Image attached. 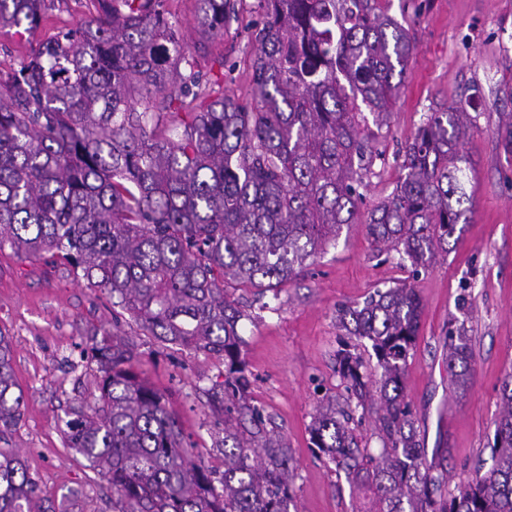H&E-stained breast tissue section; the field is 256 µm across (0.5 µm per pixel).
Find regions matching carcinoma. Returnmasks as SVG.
<instances>
[{"mask_svg":"<svg viewBox=\"0 0 512 512\" xmlns=\"http://www.w3.org/2000/svg\"><path fill=\"white\" fill-rule=\"evenodd\" d=\"M101 14L0 70V250L63 260L163 344L224 357V472L183 445L164 396L133 370L137 353L92 339L102 372L94 403L65 410L68 447L112 487L117 512H290L295 467L264 409L239 403L249 380L224 284L277 289L347 224L360 221L362 174L378 157L363 110L390 116L412 56L407 30L381 0H257L250 99L202 71L165 0H98ZM240 0H196L201 39L224 36ZM45 0H0V30H31ZM476 117L448 106L404 147L405 174L367 212L377 250L412 276L448 252L467 223L463 153ZM512 155V113L498 128ZM423 303L402 284L338 309L349 336L372 343L376 368L337 354L347 397L326 395L310 425L318 453L358 491L352 512H512V375L489 443L494 464L448 489V449L428 453L405 400ZM455 391L471 384L464 326L448 333ZM0 332V512H55L10 437L24 398ZM379 455L356 434L374 402Z\"/></svg>","mask_w":512,"mask_h":512,"instance_id":"1","label":"carcinoma"}]
</instances>
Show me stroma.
I'll return each mask as SVG.
<instances>
[{
    "instance_id": "35a3bbf8",
    "label": "stroma",
    "mask_w": 512,
    "mask_h": 512,
    "mask_svg": "<svg viewBox=\"0 0 512 512\" xmlns=\"http://www.w3.org/2000/svg\"><path fill=\"white\" fill-rule=\"evenodd\" d=\"M389 15L408 31L413 54L386 124L375 129L381 151L365 177L363 210L385 199L402 174L404 144L428 112L466 106L478 93L480 116L464 151L473 163L466 190L473 206L459 237L437 264L412 277L394 252H378L364 225L342 228L335 243L278 290L235 296L247 313L248 401L261 404L269 427L296 461L295 512H350L351 489L310 446L309 425L319 398L343 394L336 373L339 350L372 357L368 340L346 336L337 310L360 305L378 289L412 284L423 299L419 337L406 369L407 401L426 448L448 446V481L467 484L477 467H490L488 449L500 403V385L512 373V157L497 146L505 105L497 85L512 83V0H386ZM96 13L93 0H47L45 18L31 31L0 30V69L9 70L59 32ZM262 18L256 0H243L238 22L210 42L224 55V87L245 96ZM472 339L473 377L456 393L445 360L453 323ZM0 332L12 343V370L24 393L22 420L10 445L21 451L41 497L59 512H112V491L63 435L65 410L99 394L101 372L85 347L111 336L133 345L135 371L165 398L186 447L204 466L223 470L217 444L224 415L209 396L224 388L223 357L179 346L163 347L113 304L110 295L76 277L67 265L0 251Z\"/></svg>"
}]
</instances>
